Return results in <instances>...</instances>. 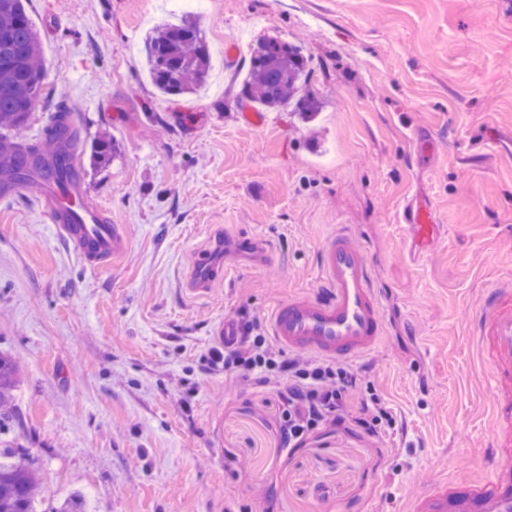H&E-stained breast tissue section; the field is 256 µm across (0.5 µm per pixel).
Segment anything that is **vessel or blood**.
I'll list each match as a JSON object with an SVG mask.
<instances>
[{
  "instance_id": "1",
  "label": "vessel or blood",
  "mask_w": 512,
  "mask_h": 512,
  "mask_svg": "<svg viewBox=\"0 0 512 512\" xmlns=\"http://www.w3.org/2000/svg\"><path fill=\"white\" fill-rule=\"evenodd\" d=\"M43 162L53 173L42 179V212L56 234L89 265L100 266L120 256L127 239L120 225L106 223L103 211L89 204L74 143L51 149ZM223 279V265L213 261L198 266L188 287L201 294ZM384 301L367 252L342 227L322 245L318 290L280 303L272 314V331L289 348L330 358L356 357L384 338ZM470 338L494 391L495 466L462 481L440 480L430 492L408 502L405 512H512L511 285L487 291Z\"/></svg>"
}]
</instances>
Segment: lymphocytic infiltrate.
Returning <instances> with one entry per match:
<instances>
[{
    "label": "lymphocytic infiltrate",
    "instance_id": "lymphocytic-infiltrate-1",
    "mask_svg": "<svg viewBox=\"0 0 512 512\" xmlns=\"http://www.w3.org/2000/svg\"><path fill=\"white\" fill-rule=\"evenodd\" d=\"M214 358L224 377L274 390L283 405L282 432L288 447L306 441L316 428L345 420L369 434L394 428L391 408L373 385L347 363L309 355H285L262 327L245 324L241 336L225 344Z\"/></svg>",
    "mask_w": 512,
    "mask_h": 512
}]
</instances>
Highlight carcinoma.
I'll use <instances>...</instances> for the list:
<instances>
[{"label":"carcinoma","instance_id":"obj_1","mask_svg":"<svg viewBox=\"0 0 512 512\" xmlns=\"http://www.w3.org/2000/svg\"><path fill=\"white\" fill-rule=\"evenodd\" d=\"M152 81L163 94L177 97L194 92L207 80L210 55L201 29L186 20L163 25L145 44ZM309 59L300 46L276 39L263 40L251 48L250 68L241 98L275 111L295 102L305 122L320 108L312 91H299L308 83ZM46 70L42 41L30 21L24 0H0V173L14 171L16 156L35 158L44 147L16 138L32 111L42 103ZM67 111L56 114V123L47 128V140L61 142L70 135ZM18 377L13 359L0 354V428L14 420L10 407ZM39 464L22 448H0V512H86L81 494L75 493L57 506L36 510L42 498L37 489Z\"/></svg>","mask_w":512,"mask_h":512}]
</instances>
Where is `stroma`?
<instances>
[{
	"instance_id": "obj_1",
	"label": "stroma",
	"mask_w": 512,
	"mask_h": 512,
	"mask_svg": "<svg viewBox=\"0 0 512 512\" xmlns=\"http://www.w3.org/2000/svg\"><path fill=\"white\" fill-rule=\"evenodd\" d=\"M43 104H66L91 199L126 252L87 265L41 215L38 189L0 202V352L18 365L0 443L30 449L52 498L94 512H403L442 478L483 472L492 392L470 341L484 292L512 280V0H27ZM196 21L230 52L180 97L144 43ZM300 43L322 106L248 120V47ZM117 150L92 154L102 135ZM431 212L419 235L405 208ZM351 227L400 318L351 358L396 416L392 434L321 426L284 447L282 404L211 367L221 320L269 328L313 290L328 234ZM255 247L243 252L242 242ZM224 281L186 283L206 252Z\"/></svg>"
}]
</instances>
